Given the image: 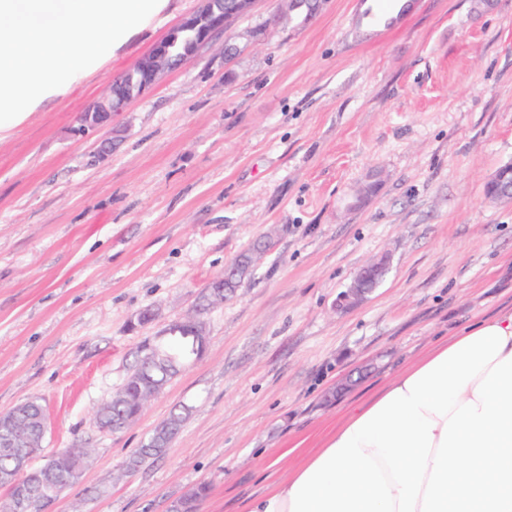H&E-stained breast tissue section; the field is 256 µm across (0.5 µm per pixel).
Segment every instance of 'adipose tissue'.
<instances>
[{"label":"adipose tissue","mask_w":512,"mask_h":512,"mask_svg":"<svg viewBox=\"0 0 512 512\" xmlns=\"http://www.w3.org/2000/svg\"><path fill=\"white\" fill-rule=\"evenodd\" d=\"M246 512H512V309L351 407Z\"/></svg>","instance_id":"ef3b65f1"}]
</instances>
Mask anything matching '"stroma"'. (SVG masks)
<instances>
[{
  "mask_svg": "<svg viewBox=\"0 0 512 512\" xmlns=\"http://www.w3.org/2000/svg\"><path fill=\"white\" fill-rule=\"evenodd\" d=\"M200 2L168 0L0 139V412L38 401L46 452L95 451L48 512H167L200 483L197 512H241L288 477L291 447H319L346 406L512 306V201L484 192L512 160V0H327L308 21L254 0L226 32L232 60L215 42L75 136ZM258 239L266 260L208 314L202 357L133 426L99 429L142 345ZM384 252L383 282L336 312ZM181 405L164 454L116 480Z\"/></svg>",
  "mask_w": 512,
  "mask_h": 512,
  "instance_id": "1",
  "label": "stroma"
}]
</instances>
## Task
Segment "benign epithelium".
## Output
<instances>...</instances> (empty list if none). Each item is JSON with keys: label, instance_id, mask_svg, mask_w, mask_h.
I'll list each match as a JSON object with an SVG mask.
<instances>
[{"label": "benign epithelium", "instance_id": "1", "mask_svg": "<svg viewBox=\"0 0 512 512\" xmlns=\"http://www.w3.org/2000/svg\"><path fill=\"white\" fill-rule=\"evenodd\" d=\"M253 0H201L198 11L177 26V30L197 34L198 40L186 51L185 58L195 56L213 39L224 33L237 15L247 12ZM173 53L169 39L156 44L134 65L141 82L136 94H131L123 79L113 81L109 92L83 113L78 125L87 132L94 131L112 120V113L121 112L133 99L145 96L173 67ZM490 199L512 200V162L501 165L487 181ZM387 273V260L382 256L362 267L350 286L336 298V309L346 310L372 293Z\"/></svg>", "mask_w": 512, "mask_h": 512}]
</instances>
